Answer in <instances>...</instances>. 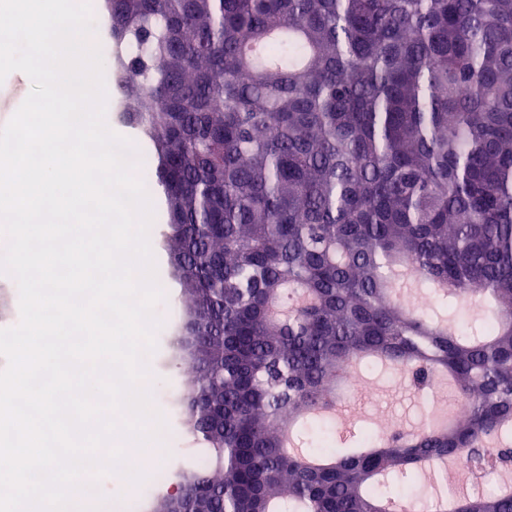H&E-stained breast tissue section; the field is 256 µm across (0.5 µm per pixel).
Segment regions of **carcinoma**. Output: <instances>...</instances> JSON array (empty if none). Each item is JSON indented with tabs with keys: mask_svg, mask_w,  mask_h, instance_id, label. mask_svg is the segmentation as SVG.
<instances>
[{
	"mask_svg": "<svg viewBox=\"0 0 512 512\" xmlns=\"http://www.w3.org/2000/svg\"><path fill=\"white\" fill-rule=\"evenodd\" d=\"M106 7L211 468L154 512H512L441 468L512 448V0ZM362 361L424 410L448 374L452 423L344 445L325 412Z\"/></svg>",
	"mask_w": 512,
	"mask_h": 512,
	"instance_id": "1",
	"label": "carcinoma"
}]
</instances>
